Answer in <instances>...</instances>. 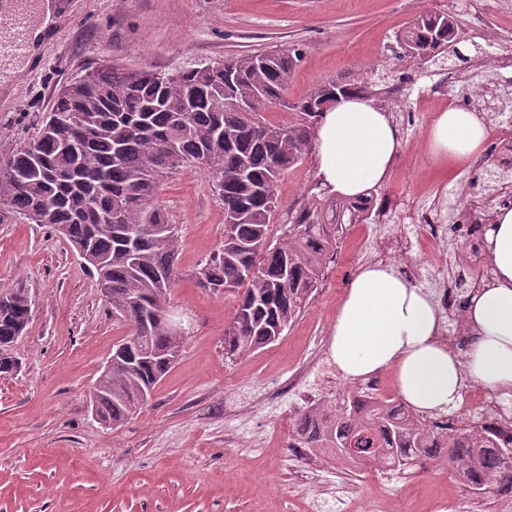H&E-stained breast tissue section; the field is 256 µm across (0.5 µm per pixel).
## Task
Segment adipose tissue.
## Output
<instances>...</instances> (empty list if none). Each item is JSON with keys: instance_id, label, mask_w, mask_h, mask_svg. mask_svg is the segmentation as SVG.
<instances>
[{"instance_id": "ef3b65f1", "label": "adipose tissue", "mask_w": 512, "mask_h": 512, "mask_svg": "<svg viewBox=\"0 0 512 512\" xmlns=\"http://www.w3.org/2000/svg\"><path fill=\"white\" fill-rule=\"evenodd\" d=\"M488 129L474 111L438 113L427 135L430 160L451 169L478 161ZM403 148L390 112L372 98L339 97L313 137L316 176L344 198L386 182ZM491 271L463 310L471 339L465 352L442 337L444 318L431 289L392 265H362L342 296L329 330V353L346 379L391 372L400 401L422 416L460 409L467 384L512 399V208L498 209L485 235Z\"/></svg>"}]
</instances>
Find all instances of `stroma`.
<instances>
[{
    "label": "stroma",
    "instance_id": "obj_1",
    "mask_svg": "<svg viewBox=\"0 0 512 512\" xmlns=\"http://www.w3.org/2000/svg\"><path fill=\"white\" fill-rule=\"evenodd\" d=\"M51 35L18 75L0 78V160L27 144L62 85L94 62L171 72L243 54L298 47L302 58L287 98L320 83L367 79L391 113L404 146L390 178L370 191L384 225L350 224L326 264L320 288L274 344L240 360L224 356L231 299L198 288L190 273L224 238V209L211 174L183 167L161 183L160 204L180 233L182 273L171 303L191 323L180 359L146 405L122 427L104 426L92 388L128 333L97 278L51 229L0 207V293L36 301L11 347L19 368L0 379V512H308L316 498L346 499L348 512H512L497 490L472 493L443 462L383 475L302 447L294 423L305 404L288 387L308 370L323 401L364 388L329 364L328 332L357 269L373 262L377 240L413 284L449 278L452 315H461L488 260L462 218L467 199L488 195V170L502 169L495 139L483 157L454 170L435 167L427 132L447 108H475L493 95L488 127L512 126V0H56ZM426 11L452 14L457 53L431 62L404 56L398 33ZM306 158L277 186L274 224L336 201L317 194ZM430 213L448 233L430 245L415 220ZM276 395L285 411L266 409Z\"/></svg>",
    "mask_w": 512,
    "mask_h": 512
}]
</instances>
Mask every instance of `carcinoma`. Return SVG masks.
Wrapping results in <instances>:
<instances>
[{
    "instance_id": "carcinoma-1",
    "label": "carcinoma",
    "mask_w": 512,
    "mask_h": 512,
    "mask_svg": "<svg viewBox=\"0 0 512 512\" xmlns=\"http://www.w3.org/2000/svg\"><path fill=\"white\" fill-rule=\"evenodd\" d=\"M457 36L452 14L431 11L414 18L396 42L404 55L427 60ZM300 61L293 47L140 78L116 64L88 70L60 89L38 136L0 162V203L50 227L74 250L90 248L112 312L138 337L97 378L93 403L106 425L117 428L142 409L185 341L160 320L179 279V235L158 202L161 177L203 166L224 206V240L192 276L210 293L233 298L224 330L230 358L277 341L320 287L340 227L370 223L368 198H348L329 217L318 207L300 210L280 225L281 240H272L278 181L312 152L326 103L338 94L372 95L363 80H332L288 103V81ZM273 106L295 120H264ZM34 304L19 290L0 294V378L17 369L7 348L23 334ZM295 434L306 448L395 470L449 457L459 480L479 494L512 486V458L503 455L512 439L498 440L491 425L438 435L403 404L368 392L303 411ZM355 447L364 457L346 452Z\"/></svg>"
}]
</instances>
